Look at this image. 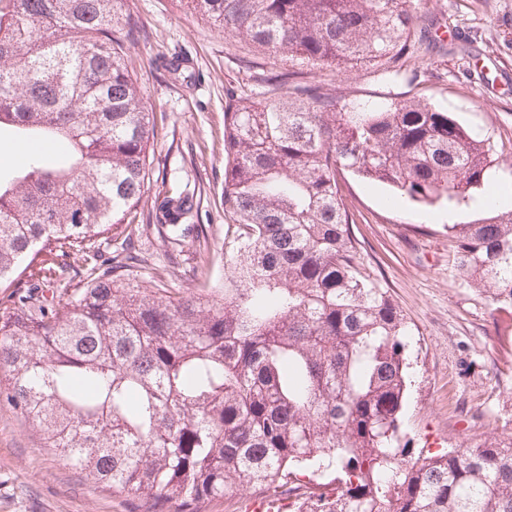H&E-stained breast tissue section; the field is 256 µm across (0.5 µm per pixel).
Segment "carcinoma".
Wrapping results in <instances>:
<instances>
[{
    "mask_svg": "<svg viewBox=\"0 0 512 512\" xmlns=\"http://www.w3.org/2000/svg\"><path fill=\"white\" fill-rule=\"evenodd\" d=\"M129 0H0V132L32 148L0 174V407L44 447L137 503L202 512L216 498L328 471L297 512H512V436L424 458L399 444L409 331L389 291L361 275L341 174L415 202L460 204L502 157L497 144L409 89L380 108L292 72L288 95L229 94L224 258L197 248L195 192L162 190L148 223L191 246L195 290L148 288L127 255L90 268L65 300L12 288L96 259L150 183L154 124L125 56ZM228 34L314 67L418 53L414 0H192ZM448 262L512 309V210L448 225ZM56 257L36 260L42 250Z\"/></svg>",
    "mask_w": 512,
    "mask_h": 512,
    "instance_id": "obj_1",
    "label": "carcinoma"
}]
</instances>
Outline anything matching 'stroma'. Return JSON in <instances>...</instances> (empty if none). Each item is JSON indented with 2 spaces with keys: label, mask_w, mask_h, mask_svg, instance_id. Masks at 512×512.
<instances>
[{
  "label": "stroma",
  "mask_w": 512,
  "mask_h": 512,
  "mask_svg": "<svg viewBox=\"0 0 512 512\" xmlns=\"http://www.w3.org/2000/svg\"><path fill=\"white\" fill-rule=\"evenodd\" d=\"M127 64L157 135L150 146L153 180L129 217L140 225L132 249L144 261L147 287L191 284L188 264L171 257L144 223L159 190L194 188L197 221L207 225L210 271L223 278L224 108L229 90L269 98L260 73L296 71L349 99L384 102L405 79L360 64L318 69L286 53L269 54L225 35L191 0H129ZM428 45L407 62L416 92L491 137L503 161L486 188L512 185V0H424ZM183 54L195 64L161 69ZM355 214L363 274L387 288L411 329L402 440L419 455L427 440L456 448L485 435L512 434V312L495 308L465 285L448 264L443 203L425 205L395 189L349 175L343 182ZM126 499L86 482L79 470L44 448L36 427L0 410V512H129Z\"/></svg>",
  "instance_id": "1"
}]
</instances>
